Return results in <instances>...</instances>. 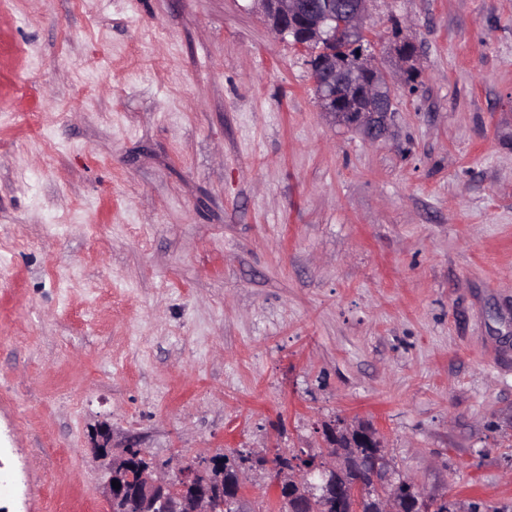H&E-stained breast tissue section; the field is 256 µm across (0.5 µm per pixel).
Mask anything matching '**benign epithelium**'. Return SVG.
I'll use <instances>...</instances> for the list:
<instances>
[{"instance_id":"obj_1","label":"benign epithelium","mask_w":512,"mask_h":512,"mask_svg":"<svg viewBox=\"0 0 512 512\" xmlns=\"http://www.w3.org/2000/svg\"><path fill=\"white\" fill-rule=\"evenodd\" d=\"M268 17V30L275 39H280L302 22L307 35L313 39H324L329 23L336 19V0H256ZM342 10L340 28L352 38L367 37V3L369 0H347ZM321 75L315 77L318 88V102L323 112L336 116L344 123L358 127L370 141L382 137L388 129L391 108L384 92L394 89L396 79L382 68L376 57L361 52L356 70L342 61H323L319 65ZM328 447L338 454H327L318 459L321 476L328 483H336V473L351 457L350 452L334 442ZM139 451V457L148 458L134 438L117 445L112 443V427L102 423L95 430V451L109 460L103 494L111 512H125L127 501L137 504V512H252L247 506L246 493L255 482H268L276 492L275 501L280 512L294 510V491L307 496L306 471L280 469L274 465L258 469L243 465L238 469V485L224 488L223 473L213 460L197 463H183L175 460L163 469L155 464L131 468L130 461H138L128 454L127 449ZM373 479L381 488V512H405L408 498L428 501L423 487L414 480L395 481L391 472L379 464L373 465ZM126 473L132 484L127 490L112 486L113 478Z\"/></svg>"}]
</instances>
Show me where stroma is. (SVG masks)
<instances>
[{
    "instance_id": "obj_1",
    "label": "stroma",
    "mask_w": 512,
    "mask_h": 512,
    "mask_svg": "<svg viewBox=\"0 0 512 512\" xmlns=\"http://www.w3.org/2000/svg\"><path fill=\"white\" fill-rule=\"evenodd\" d=\"M385 137L320 111L257 0H0V506L372 427L512 512V0H370Z\"/></svg>"
}]
</instances>
